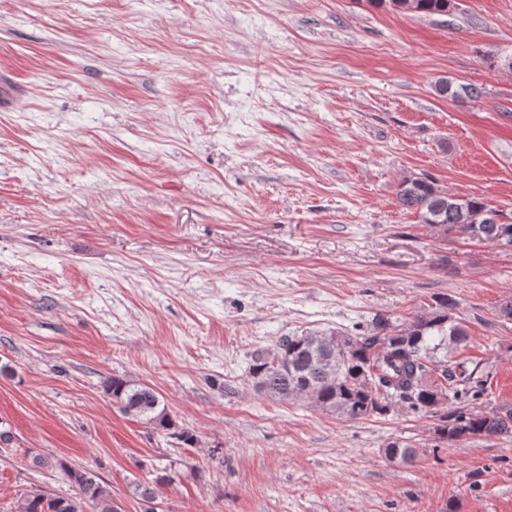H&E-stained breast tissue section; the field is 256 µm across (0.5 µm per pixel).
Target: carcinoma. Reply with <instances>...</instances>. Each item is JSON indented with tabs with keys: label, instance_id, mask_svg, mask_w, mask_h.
<instances>
[{
	"label": "carcinoma",
	"instance_id": "obj_1",
	"mask_svg": "<svg viewBox=\"0 0 512 512\" xmlns=\"http://www.w3.org/2000/svg\"><path fill=\"white\" fill-rule=\"evenodd\" d=\"M413 12L446 15L456 0H411ZM400 207L418 215L419 223L438 225L482 242L512 245V209H497L479 198H454L426 177H406L397 188ZM463 205L473 216L470 224L457 222L456 206ZM456 304L446 295L436 296L427 308L398 323L385 315L372 318L364 332L353 336L341 329L305 332L279 338L274 348L252 354L248 377L255 389L283 401H302L348 420L384 416L392 403L436 418L437 439L456 444L474 438L512 434V410L503 412L451 408L462 387L482 384L479 365L461 362L450 368L439 364L433 352L442 345L456 350L467 347L469 336L455 317ZM106 391L120 409L143 420L186 447L197 444L193 431L174 429L163 408L161 395L133 380L112 377ZM385 454L410 462L414 450L392 443ZM30 466H58L78 488L71 497L45 491L33 492L17 502L16 512H115V501L99 474L88 468L77 470L42 455L31 458ZM168 475L138 479L133 493L151 504L159 497Z\"/></svg>",
	"mask_w": 512,
	"mask_h": 512
}]
</instances>
